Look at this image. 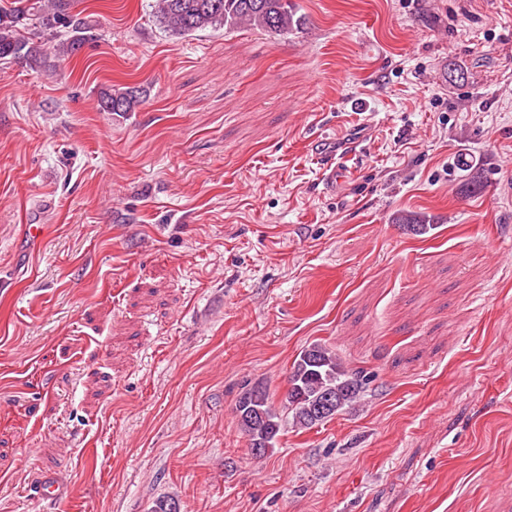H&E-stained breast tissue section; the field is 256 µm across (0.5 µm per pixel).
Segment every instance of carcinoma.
<instances>
[{
	"label": "carcinoma",
	"mask_w": 512,
	"mask_h": 512,
	"mask_svg": "<svg viewBox=\"0 0 512 512\" xmlns=\"http://www.w3.org/2000/svg\"><path fill=\"white\" fill-rule=\"evenodd\" d=\"M75 2L14 0V6L0 8V60L22 62L40 72L50 69V58L64 60L78 53L87 41V31L84 22L72 13ZM155 17L164 31L175 37L241 27L278 35L301 25L291 0H156ZM33 20L49 32L50 38L43 44L31 43L24 35ZM146 97L147 90L141 87L111 86L100 91L97 102L100 110L117 114L137 111ZM288 384L286 403L292 421L310 428L332 419L317 415L324 396L332 397L339 412L358 398L364 378L361 371L349 369L335 351L316 343L298 354ZM235 413L254 455L261 457L275 447L284 420L266 388L245 386Z\"/></svg>",
	"instance_id": "carcinoma-1"
}]
</instances>
